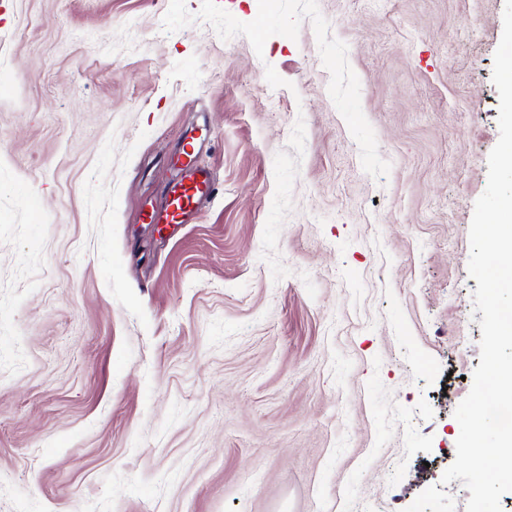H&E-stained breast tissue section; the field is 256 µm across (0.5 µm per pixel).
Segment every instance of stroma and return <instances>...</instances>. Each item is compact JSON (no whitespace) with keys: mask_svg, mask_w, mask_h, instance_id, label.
Masks as SVG:
<instances>
[{"mask_svg":"<svg viewBox=\"0 0 512 512\" xmlns=\"http://www.w3.org/2000/svg\"><path fill=\"white\" fill-rule=\"evenodd\" d=\"M504 2L0 0V512L440 482ZM188 131L215 195L144 223Z\"/></svg>","mask_w":512,"mask_h":512,"instance_id":"35a3bbf8","label":"stroma"}]
</instances>
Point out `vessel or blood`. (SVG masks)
Instances as JSON below:
<instances>
[{"label": "vessel or blood", "mask_w": 512, "mask_h": 512, "mask_svg": "<svg viewBox=\"0 0 512 512\" xmlns=\"http://www.w3.org/2000/svg\"><path fill=\"white\" fill-rule=\"evenodd\" d=\"M196 150L195 135L185 134L181 143L180 165L162 188L160 208L147 213L149 223H195L204 204L213 198L215 179L209 170L199 168L195 164Z\"/></svg>", "instance_id": "vessel-or-blood-1"}]
</instances>
